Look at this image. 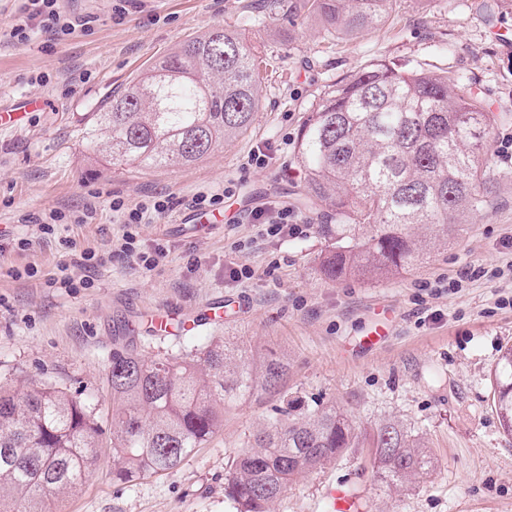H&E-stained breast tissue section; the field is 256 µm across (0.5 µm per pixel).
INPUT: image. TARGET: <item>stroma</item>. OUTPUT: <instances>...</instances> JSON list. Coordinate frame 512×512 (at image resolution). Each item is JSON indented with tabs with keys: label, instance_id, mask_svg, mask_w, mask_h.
<instances>
[{
	"label": "stroma",
	"instance_id": "stroma-1",
	"mask_svg": "<svg viewBox=\"0 0 512 512\" xmlns=\"http://www.w3.org/2000/svg\"><path fill=\"white\" fill-rule=\"evenodd\" d=\"M261 0H59L63 13L91 16L90 30L41 33L0 45V109L42 102L18 127L0 128V387L33 384L82 393L99 427L101 453L81 490L56 512H236L224 496L228 464L273 404L269 396L225 408L223 427L180 467L131 482L113 480L112 402L106 374L112 351L143 356L191 353L225 336L288 361L287 382L304 398L335 402L365 429L396 418L435 462L404 492L389 489L371 449L355 448L300 476L273 512H327L328 480L355 494L363 512H512V437L492 403L494 369L512 345V159L499 151L512 136V0H392L383 25L347 35L313 8L259 18ZM231 28L258 45L269 64L248 130L184 167L112 164L86 145L92 115L156 57L210 28ZM389 61L459 75L493 115L489 154L498 177L492 208L464 225L451 244L390 279H325L336 249V220L311 205L296 161L304 119L325 86L369 63ZM45 75L35 83V75ZM263 165L249 164L254 154ZM223 189L224 229L181 223L196 193ZM170 197L168 214L134 225L144 245L163 244L149 271L114 257L122 236L113 200L133 205ZM288 208L300 233L260 241L251 211ZM91 223H75L86 205ZM63 212L55 236L34 238L44 213ZM30 237L26 250L15 241ZM71 248H62L59 238ZM90 249L91 270L73 268L87 288L51 287L72 255ZM251 269L234 280V267ZM31 267L33 277H15ZM224 303V322L188 336L147 330L160 307L197 311ZM388 334L365 351V328Z\"/></svg>",
	"mask_w": 512,
	"mask_h": 512
}]
</instances>
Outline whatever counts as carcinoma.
Masks as SVG:
<instances>
[{"mask_svg":"<svg viewBox=\"0 0 512 512\" xmlns=\"http://www.w3.org/2000/svg\"><path fill=\"white\" fill-rule=\"evenodd\" d=\"M390 0H314L338 30L377 26ZM270 15L298 0H263ZM262 55L232 29L214 27L157 58L95 114L87 144L114 165L185 166L248 128L258 104ZM490 112L448 75L377 61L326 89L308 112L298 161L312 197L336 215L331 280L387 278L448 245L467 218L493 202ZM288 362L255 357L228 339L201 355L112 352L113 479L171 471L224 425V407L276 397L266 421L232 459L224 496L237 512H271L299 476L350 448L373 449L377 471L403 491L434 460L401 422L366 436L334 403L284 388ZM494 406L512 436V346L494 370ZM99 428L79 396L34 385L0 389V512H47L49 496L79 489L98 460Z\"/></svg>","mask_w":512,"mask_h":512,"instance_id":"obj_1","label":"carcinoma"}]
</instances>
